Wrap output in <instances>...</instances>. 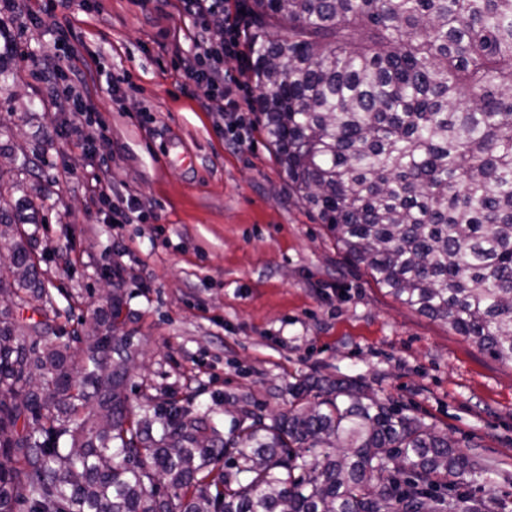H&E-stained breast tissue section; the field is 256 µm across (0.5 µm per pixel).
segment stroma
Here are the masks:
<instances>
[{"mask_svg": "<svg viewBox=\"0 0 512 512\" xmlns=\"http://www.w3.org/2000/svg\"><path fill=\"white\" fill-rule=\"evenodd\" d=\"M71 0L56 12L81 63L99 65L92 102L110 140L62 138L73 120L64 89L48 92L40 59L52 49L44 0L0 11L22 53L0 90V147L27 159L20 179L42 199L27 225L57 323L106 307L122 284L121 330L139 363L126 394L134 411L174 402L227 429L228 403L288 413L292 388L349 377L494 462L480 497L512 503V365L498 361L388 294L348 259L316 216L288 193L259 112L248 140L224 141L220 115L177 71L189 22L173 0ZM121 79L116 103L108 87ZM146 218L111 221L92 202L91 176Z\"/></svg>", "mask_w": 512, "mask_h": 512, "instance_id": "stroma-1", "label": "stroma"}]
</instances>
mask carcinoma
Masks as SVG:
<instances>
[{
  "label": "carcinoma",
  "mask_w": 512,
  "mask_h": 512,
  "mask_svg": "<svg viewBox=\"0 0 512 512\" xmlns=\"http://www.w3.org/2000/svg\"><path fill=\"white\" fill-rule=\"evenodd\" d=\"M256 3V105L289 191L388 293L512 364V0ZM17 55L0 27V84ZM37 211L0 208V228ZM12 252L0 512H495L471 491L487 458L355 380L223 435L175 403L131 418L124 289L63 338L20 233Z\"/></svg>",
  "instance_id": "cac0c4a2"
}]
</instances>
